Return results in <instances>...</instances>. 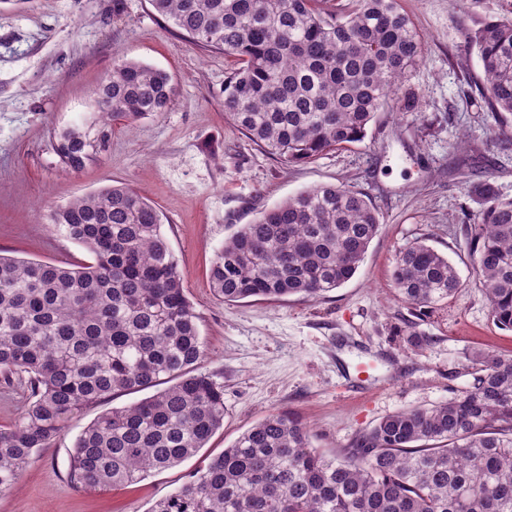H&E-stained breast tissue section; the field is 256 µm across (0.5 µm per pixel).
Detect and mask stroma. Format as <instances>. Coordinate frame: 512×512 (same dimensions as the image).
Wrapping results in <instances>:
<instances>
[{"label": "stroma", "instance_id": "35a3bbf8", "mask_svg": "<svg viewBox=\"0 0 512 512\" xmlns=\"http://www.w3.org/2000/svg\"><path fill=\"white\" fill-rule=\"evenodd\" d=\"M423 44L402 92L420 111L379 113L362 142L309 163L268 155L224 114V79L238 58L190 44L150 0H0V253L56 264L86 260L55 231L51 207L110 185L140 192L160 212L186 294L199 317V372L224 387L220 452L278 410L312 429L314 448L334 454L382 417L447 402L471 381L472 359L512 355V330L497 326L475 276L464 228L480 208L470 193L487 178L512 198V146L490 143L495 124L475 86L482 68L466 32L512 13V0H399ZM165 70L167 111L116 119L107 151L80 170L54 152L57 132L96 108L93 92L115 60ZM347 182L380 213L381 228L354 277L316 300L226 302L209 285L215 253L235 225L251 223L304 188ZM426 238L461 281L447 303L417 313L395 294L400 248ZM366 370L364 388L349 373ZM123 394L88 407L41 449L0 512H147L200 466L193 456L127 488L87 491L69 461L83 427L103 411L138 401ZM29 401L27 380L0 374V427Z\"/></svg>", "mask_w": 512, "mask_h": 512}]
</instances>
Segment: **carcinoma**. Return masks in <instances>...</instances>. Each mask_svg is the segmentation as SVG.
Segmentation results:
<instances>
[{
	"label": "carcinoma",
	"mask_w": 512,
	"mask_h": 512,
	"mask_svg": "<svg viewBox=\"0 0 512 512\" xmlns=\"http://www.w3.org/2000/svg\"><path fill=\"white\" fill-rule=\"evenodd\" d=\"M196 46L241 63L224 81V112L286 163L358 143L399 99L422 41L399 0H150ZM483 71L478 95L512 141V16L467 33ZM99 120L56 135L61 164L80 170L106 151L111 120L166 111L171 76L140 61L113 65L95 92ZM466 226L492 320L512 330V199L488 179ZM90 260L60 265L0 255V370L27 375L28 404L0 429V492L85 408L154 388L87 424L70 478L89 490L136 483L206 447L224 426V386L197 371L199 316L185 293L159 212L109 186L51 212ZM380 227L369 199L341 182L311 187L239 224L215 254L210 288L226 302L315 300L358 271ZM391 279L414 310L448 300L460 281L448 257L416 239ZM473 383L446 403L383 417L333 457L311 446L291 411L257 422L148 512H512V355L473 359Z\"/></svg>",
	"instance_id": "cac0c4a2"
}]
</instances>
